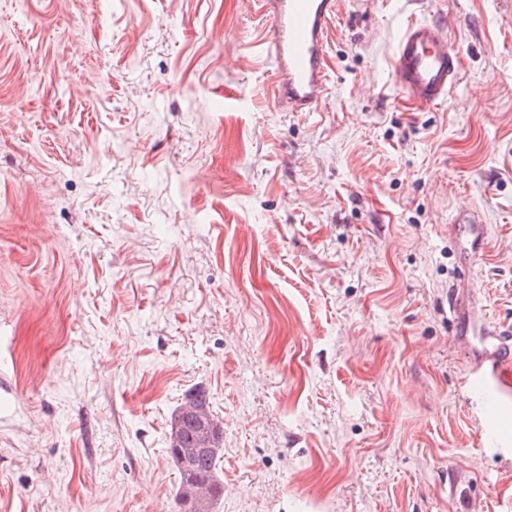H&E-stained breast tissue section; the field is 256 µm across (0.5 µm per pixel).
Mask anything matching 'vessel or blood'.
<instances>
[{
	"instance_id": "vessel-or-blood-1",
	"label": "vessel or blood",
	"mask_w": 512,
	"mask_h": 512,
	"mask_svg": "<svg viewBox=\"0 0 512 512\" xmlns=\"http://www.w3.org/2000/svg\"><path fill=\"white\" fill-rule=\"evenodd\" d=\"M269 20L265 52L274 68L272 94L292 112L318 111L327 97L328 32L336 18L337 0H261ZM392 68L403 96L420 107L447 102L461 74V60L448 37L446 22L412 19L402 29ZM469 244L471 261L483 252L485 229L477 206L463 205L452 224ZM467 324L478 335L485 355L465 376L463 387L481 413L486 447L512 449V335L492 334L485 313L468 310Z\"/></svg>"
}]
</instances>
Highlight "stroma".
<instances>
[{
	"mask_svg": "<svg viewBox=\"0 0 512 512\" xmlns=\"http://www.w3.org/2000/svg\"><path fill=\"white\" fill-rule=\"evenodd\" d=\"M407 13L463 54L445 106L399 96ZM266 26L255 0H0V512H177L198 390L214 512L512 504L448 301L512 331V0H338L316 112L275 103ZM452 230L467 238L470 248H466V250L471 259L469 261V267H471L481 258L484 249L485 229L479 218L478 207L473 204H465L459 208L452 224ZM189 405L202 409L208 414L212 422L206 421L203 418L201 419V423L197 429L195 440L193 441L192 445L189 446V448H179L180 456L183 460H186L199 453L215 449L213 447L215 442H217L218 431L215 429L212 423H214L216 426L222 427L220 421L216 419L210 411V402L207 394L204 391H198L193 393L183 405L179 406L172 413L170 437L173 436L175 427L179 426V444L187 442L196 426V416L187 410Z\"/></svg>",
	"mask_w": 512,
	"mask_h": 512,
	"instance_id": "obj_1",
	"label": "stroma"
}]
</instances>
